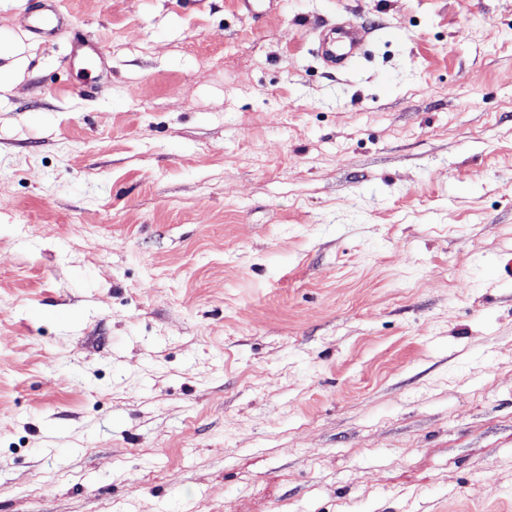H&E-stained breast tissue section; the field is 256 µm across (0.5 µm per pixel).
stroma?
<instances>
[{
  "mask_svg": "<svg viewBox=\"0 0 512 512\" xmlns=\"http://www.w3.org/2000/svg\"><path fill=\"white\" fill-rule=\"evenodd\" d=\"M36 2L0 512H512V0H59L90 72ZM348 26V27H347ZM340 30V46L341 53L336 54L335 50L328 49L325 41L322 43V54L323 57L336 63V58L348 64H354L360 54V49L366 40L367 32L361 26L355 25H341L337 27Z\"/></svg>",
  "mask_w": 512,
  "mask_h": 512,
  "instance_id": "1",
  "label": "stroma"
}]
</instances>
